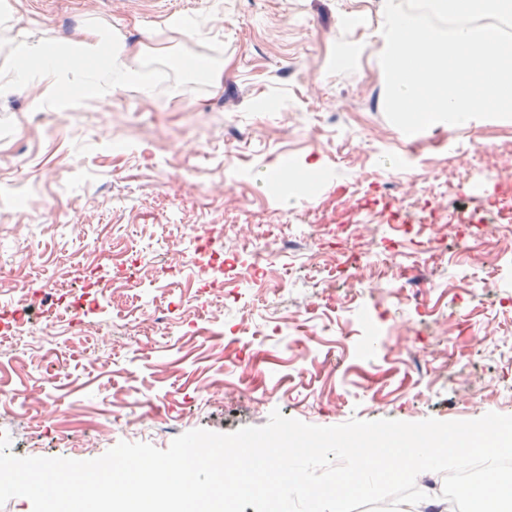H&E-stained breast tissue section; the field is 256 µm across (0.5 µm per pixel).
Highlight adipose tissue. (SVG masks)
<instances>
[{"mask_svg": "<svg viewBox=\"0 0 512 512\" xmlns=\"http://www.w3.org/2000/svg\"><path fill=\"white\" fill-rule=\"evenodd\" d=\"M0 39L12 46L11 74L0 80V96L18 89L31 90L28 109L41 111L67 89L69 103L92 98L101 109L112 105V95L140 70L143 49L128 45L120 33L101 37L95 24H87L82 40L62 46L45 38H33L16 27L14 11L0 10Z\"/></svg>", "mask_w": 512, "mask_h": 512, "instance_id": "ef3b65f1", "label": "adipose tissue"}]
</instances>
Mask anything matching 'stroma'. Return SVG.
Instances as JSON below:
<instances>
[{
	"label": "stroma",
	"instance_id": "obj_1",
	"mask_svg": "<svg viewBox=\"0 0 512 512\" xmlns=\"http://www.w3.org/2000/svg\"><path fill=\"white\" fill-rule=\"evenodd\" d=\"M385 0H17L15 20L62 45L94 20L145 48L159 84H136L109 111L92 100L28 109L23 91L0 98V190L30 189L28 205L0 209V323L16 304L38 324L58 298L53 275L76 266L107 287L112 258L132 252L166 267L154 240L170 223L309 224L284 250L290 284L263 296L247 287L208 321L224 280L162 275L169 335L127 347L102 332L93 358L81 334L63 333L56 357L27 345L0 349V432L10 452L103 455L122 441L167 449L179 435L231 433L267 423L271 411L319 426L350 419L419 422L512 415V254L488 283L464 246L477 231L511 224L472 193L466 164L479 142L512 139V120L433 125L407 135L384 113L377 36ZM195 27L182 36L169 19ZM223 60L224 82L190 76L188 61ZM415 154L417 168L406 166ZM320 168L309 190L304 164ZM389 224L375 260L391 258L399 282L433 252L410 295L381 300L386 333L368 335L349 311L355 271L311 268L319 247L350 251L347 224Z\"/></svg>",
	"mask_w": 512,
	"mask_h": 512
}]
</instances>
